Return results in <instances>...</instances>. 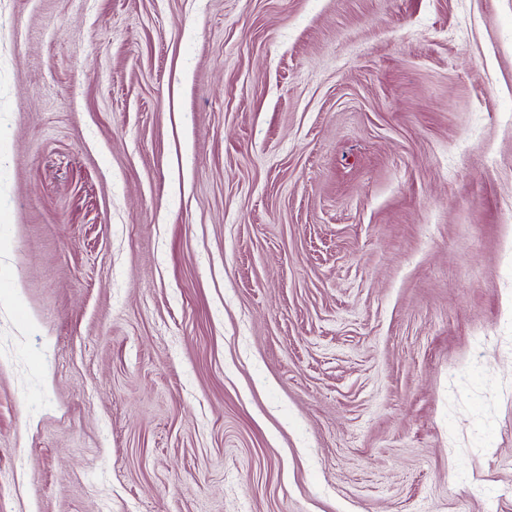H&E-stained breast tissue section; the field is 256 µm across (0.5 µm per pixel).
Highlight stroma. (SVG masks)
<instances>
[{
    "mask_svg": "<svg viewBox=\"0 0 512 512\" xmlns=\"http://www.w3.org/2000/svg\"><path fill=\"white\" fill-rule=\"evenodd\" d=\"M0 512H512V0H0Z\"/></svg>",
    "mask_w": 512,
    "mask_h": 512,
    "instance_id": "obj_1",
    "label": "stroma"
}]
</instances>
